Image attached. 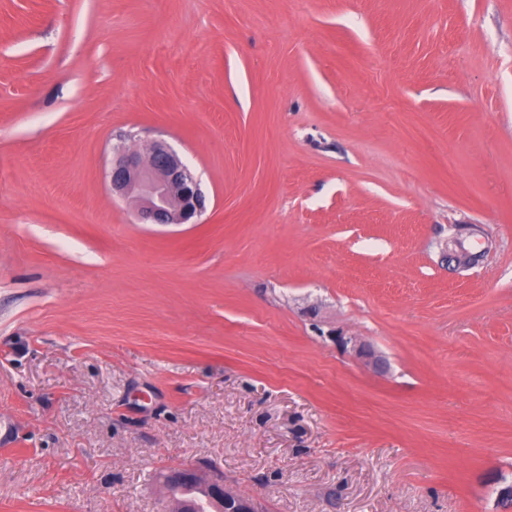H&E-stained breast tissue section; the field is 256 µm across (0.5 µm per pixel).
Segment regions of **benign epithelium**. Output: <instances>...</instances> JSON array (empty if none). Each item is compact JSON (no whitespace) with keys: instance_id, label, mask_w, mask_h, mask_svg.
<instances>
[{"instance_id":"benign-epithelium-1","label":"benign epithelium","mask_w":512,"mask_h":512,"mask_svg":"<svg viewBox=\"0 0 512 512\" xmlns=\"http://www.w3.org/2000/svg\"><path fill=\"white\" fill-rule=\"evenodd\" d=\"M108 182L113 194L134 203L140 224H198L205 212V194L199 179L164 141L151 142L144 152L126 146L113 149ZM336 342L344 349L355 344L353 350L374 369H386V361L357 343V339L338 336ZM195 478V468L180 467L170 470L166 480L177 485L190 483ZM207 485L215 512H259L255 502L224 487L221 472L214 471Z\"/></svg>"}]
</instances>
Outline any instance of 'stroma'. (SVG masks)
Masks as SVG:
<instances>
[{
	"label": "stroma",
	"mask_w": 512,
	"mask_h": 512,
	"mask_svg": "<svg viewBox=\"0 0 512 512\" xmlns=\"http://www.w3.org/2000/svg\"><path fill=\"white\" fill-rule=\"evenodd\" d=\"M0 437V512H512V0H0ZM107 177L112 195L134 203L139 224H197L205 212L199 179L164 141L144 152L113 148ZM336 342L344 349H347L349 344L354 343L352 345V349L355 350L360 357L365 358L367 363L370 364L375 370L384 371L386 369V361L381 356L376 355L374 351L366 348L365 345L361 344L360 342L356 347L358 342L356 338H346L345 336H340L337 337ZM197 477V472L194 467H180L170 470L166 477L167 483L176 485L168 487V490L171 492V497L175 502L182 499L193 501L199 508V511L197 512H213L202 510L197 501V499H202L205 495V487L203 484H201L202 482L200 479L196 480L193 484L190 485H177L190 483ZM208 493L217 512H259L258 505L247 497L224 487V475L215 470L207 482Z\"/></svg>",
	"instance_id": "obj_1"
}]
</instances>
